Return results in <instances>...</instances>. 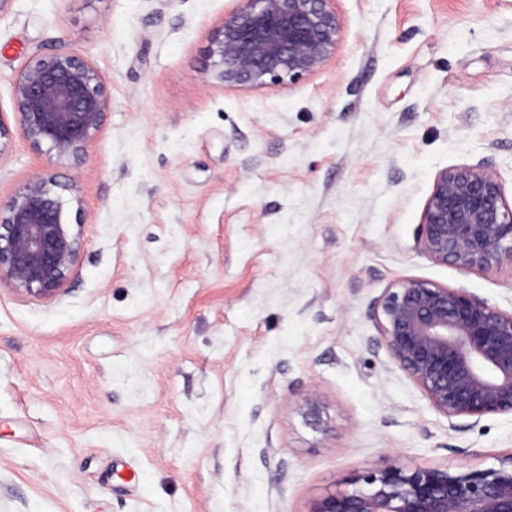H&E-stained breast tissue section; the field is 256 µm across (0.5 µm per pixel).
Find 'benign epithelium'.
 Wrapping results in <instances>:
<instances>
[{"label":"benign epithelium","mask_w":512,"mask_h":512,"mask_svg":"<svg viewBox=\"0 0 512 512\" xmlns=\"http://www.w3.org/2000/svg\"><path fill=\"white\" fill-rule=\"evenodd\" d=\"M210 36L204 75L226 89L287 88L336 57L343 24L336 0H243ZM13 98L23 135L57 160H77L112 105L96 69L67 51L35 56L17 75ZM50 176H38L0 206V280L17 293L57 298L79 251ZM425 256L462 270L512 264V205L483 165L441 170L418 238ZM390 362L446 415L480 421L512 415V313L465 288L410 280L379 300ZM364 486L322 499L311 512H512V456L496 468L459 461L412 471L387 467Z\"/></svg>","instance_id":"7a95c632"}]
</instances>
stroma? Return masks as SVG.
Segmentation results:
<instances>
[{
	"mask_svg": "<svg viewBox=\"0 0 512 512\" xmlns=\"http://www.w3.org/2000/svg\"><path fill=\"white\" fill-rule=\"evenodd\" d=\"M237 6L0 0V200L51 174L81 238L58 299L0 284V512H312L392 465L512 454L511 415L452 429L376 321L406 280L512 312V267L417 249L442 169L512 203V0H340L331 64L251 91L204 75ZM60 49L112 96L77 161L14 114Z\"/></svg>",
	"mask_w": 512,
	"mask_h": 512,
	"instance_id": "1",
	"label": "stroma"
}]
</instances>
